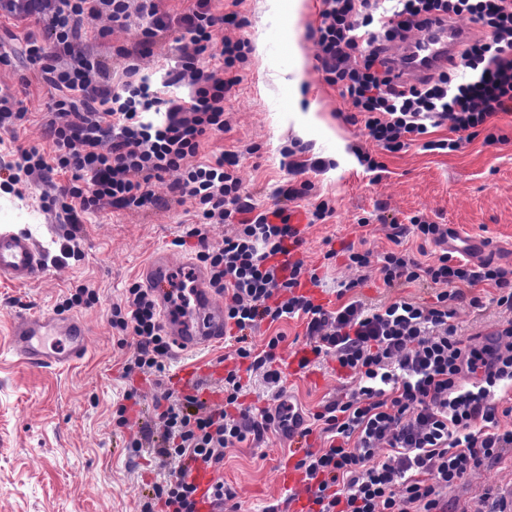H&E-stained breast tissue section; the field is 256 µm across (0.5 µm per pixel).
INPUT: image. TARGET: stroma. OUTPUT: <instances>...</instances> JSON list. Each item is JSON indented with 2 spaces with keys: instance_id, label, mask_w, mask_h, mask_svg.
<instances>
[{
  "instance_id": "35a3bbf8",
  "label": "stroma",
  "mask_w": 512,
  "mask_h": 512,
  "mask_svg": "<svg viewBox=\"0 0 512 512\" xmlns=\"http://www.w3.org/2000/svg\"><path fill=\"white\" fill-rule=\"evenodd\" d=\"M306 11L298 31H290L287 7L272 8L268 0H210L212 13L238 11L244 23L232 37H264L263 57L248 56L237 73L239 84L224 102L228 124L222 133L205 137L198 157L211 160L223 153L236 154L243 195L256 211L282 205L305 215L320 200H330L334 213L326 220L306 225L301 256L323 277L326 288L318 292L321 303L335 300L337 284L356 278L345 256L325 261L329 249L354 242L378 254L392 249L393 225L423 215L448 225L457 238L452 248L471 265L492 262L512 272V112L489 123L497 136L494 144L475 138L458 151L427 152L412 145L391 154L377 149L363 123L352 122V107L337 86L326 82L315 58L310 33L319 24V0H305ZM87 46L112 69L113 51L133 45L140 38L137 27L110 30L107 19H86ZM43 37L34 20H19L0 12V54L10 65H0V91L25 89V121L13 131H0V166L16 161L21 150H49L45 127L53 118L47 108L49 93L30 68L24 51L27 34ZM296 35L305 55L303 100L299 110L288 108V80L292 60L288 37ZM257 153H246L248 145ZM364 150L381 162V170L360 166L354 152ZM330 161L315 170L317 159ZM310 182L301 198L287 191ZM67 175L46 172L23 178L13 191L0 190V231L29 235L45 259L42 275L19 284L0 278V512H139L140 501L161 471L151 453L128 458L127 437L116 427L113 404L128 386L141 398L136 413L141 423H154L153 404L162 390L138 378L127 383L122 367L134 348L133 336H122L112 327V306L125 288L145 282L144 270L153 261L166 273L156 297L182 277L202 271L193 245L175 246L174 240L194 222V198L165 194L161 205L145 210L118 209L109 205L85 214L80 226L67 224L61 209L60 190ZM76 239L77 255L66 250ZM93 290L96 301L71 309L88 333L85 355L64 366L35 367L17 355L12 328L22 317L55 315L76 289ZM357 296L369 306L394 298L431 303L436 291L427 286L385 287L369 276ZM494 286L479 284L449 300L460 337L470 345L486 343L487 335L504 315L493 302ZM486 300L484 309L469 299ZM236 342L205 347L188 354L172 352L167 370L193 372L208 379L219 372L221 357L232 355ZM286 390L280 400L268 397L261 373H251L246 404L276 410L293 404L314 412L351 392V380L341 377L334 361L317 364L306 373L287 371ZM318 434L288 437L267 431L258 441H246L227 452L219 471L235 494L240 512H261L268 503L283 499L287 491L279 478V464L296 462L310 448L320 447ZM512 488V464L484 466L471 473L450 492L460 507H476L482 490Z\"/></svg>"
}]
</instances>
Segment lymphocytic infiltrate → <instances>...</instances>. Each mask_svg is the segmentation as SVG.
Listing matches in <instances>:
<instances>
[{"label": "lymphocytic infiltrate", "mask_w": 512, "mask_h": 512, "mask_svg": "<svg viewBox=\"0 0 512 512\" xmlns=\"http://www.w3.org/2000/svg\"><path fill=\"white\" fill-rule=\"evenodd\" d=\"M209 4L196 0L171 16L159 13L154 0H32L47 36H27L26 56L50 91L49 110L66 121L49 122L50 152L21 150L0 179L14 184L37 171L70 174L64 208L76 225L106 204L134 211L161 204L165 175L177 173L172 190L194 198L199 208L175 244L196 239L211 287L228 296L225 324L242 332L263 322L304 320L310 342L299 369L329 358L357 383L349 395L309 415L324 439L294 465L309 512H448L449 492L470 471L512 454V428L502 426L512 419V276L447 251L422 262L400 248L401 239L440 245L448 229L415 216L394 225V247L377 260L351 244L340 252L358 268L376 263L386 287L438 286L434 302L397 298L369 308L352 296L362 285L358 279L341 284L342 302L332 310L308 295L306 286H319L320 278L299 256L304 239L291 213L276 207L248 216L235 161L196 159L201 138L225 127L224 100L239 84L235 69L249 50L245 39L228 37L219 68L199 65L216 28L242 25L237 12L217 16ZM463 14L479 27V37L463 44L446 71L396 84L389 43L422 18ZM100 15L121 28L142 22L137 47L116 51L117 84L94 53L78 50L83 18ZM319 16L315 58L378 148L394 153L417 143L430 152L457 151L480 135L495 142L490 119L512 112V0H320ZM168 31L176 34L178 59L165 84L187 93L164 99L138 61ZM443 125L450 138H428L429 128ZM214 224L232 227L217 247L208 243ZM340 252L331 249L325 257ZM481 283L495 286V303L509 317L477 349L460 339L448 302ZM112 326L135 339L124 378L150 376L163 386L170 344L151 291L130 284L124 302L112 307ZM284 340L278 333L262 348L236 349V363L224 367L211 388L221 405L202 399L198 383L187 391L165 388L154 406L160 436L153 452L171 470L154 482L139 512H201L207 505L238 512L223 480L202 492L189 472L219 471L227 449L261 439L271 424L287 427L290 407L273 414L245 405L242 382L243 372L259 370L268 388L283 393L277 350Z\"/></svg>", "instance_id": "lymphocytic-infiltrate-1"}]
</instances>
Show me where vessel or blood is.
<instances>
[{"label": "vessel or blood", "mask_w": 512, "mask_h": 512, "mask_svg": "<svg viewBox=\"0 0 512 512\" xmlns=\"http://www.w3.org/2000/svg\"><path fill=\"white\" fill-rule=\"evenodd\" d=\"M468 30L448 19L430 20L400 41L394 73L399 82L424 80L444 70L456 50L469 39ZM44 270L43 256L27 235L0 233V277L24 283L39 278ZM198 310L196 323L169 318L168 330L181 350L194 351L224 336V309L209 289L200 287L195 293ZM63 334L69 347L64 354L48 352L47 337ZM15 352L32 365L66 364L83 356L87 350V331L83 322L74 318L49 320L23 317L13 328Z\"/></svg>", "instance_id": "obj_1"}]
</instances>
